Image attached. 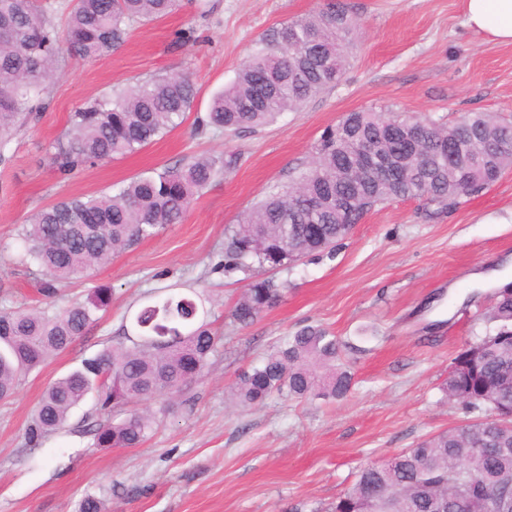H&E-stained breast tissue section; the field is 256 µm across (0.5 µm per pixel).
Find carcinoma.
I'll return each instance as SVG.
<instances>
[{
    "mask_svg": "<svg viewBox=\"0 0 512 512\" xmlns=\"http://www.w3.org/2000/svg\"><path fill=\"white\" fill-rule=\"evenodd\" d=\"M178 0H72L65 31L42 0H0V149L46 97V80L63 57L82 61L112 55L135 23L171 14ZM355 26L349 10L333 2L280 28L273 51H257L235 80L214 95L198 128L227 134L273 123L338 84L345 72L346 37ZM182 76L151 78L95 97L70 113L64 134L52 143L57 170L67 175L87 163L108 162L141 150L178 125L197 97ZM385 109L351 114L348 128L325 130L315 157L287 188L270 192L226 229L224 265L273 269L277 256L297 248L306 256L336 247L350 233L336 212V195L368 197L369 207L427 195L440 211L457 205L471 182H497L512 168V122L471 112L454 124L422 120L429 143L423 186L399 180L365 186L343 177L356 141L369 139L404 167L407 159L394 118ZM233 155L199 156L120 186L113 194L75 197L41 207L23 225L20 261L36 263L48 295L88 274L168 224H179L194 196L236 165ZM285 289L271 277L251 280L230 316L248 327L275 306ZM111 289L97 287L84 301L58 310L0 311V401L49 355L66 350L98 321ZM200 306L170 294L142 307L134 331L58 378L43 393L30 438L64 429L72 412L93 399L79 423L100 450L138 448L157 424L154 413L133 408L201 378L217 336L200 319ZM481 347L471 359L456 356L444 390L466 414L481 417L432 435L387 460L363 468L328 512H481L489 494L512 486V296L502 293L487 312ZM353 374L340 341L327 329L304 326L282 336L262 360L238 374L232 387L242 406L274 394L296 400L346 398Z\"/></svg>",
    "mask_w": 512,
    "mask_h": 512,
    "instance_id": "1",
    "label": "carcinoma"
}]
</instances>
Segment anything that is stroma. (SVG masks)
Here are the masks:
<instances>
[{"mask_svg": "<svg viewBox=\"0 0 512 512\" xmlns=\"http://www.w3.org/2000/svg\"><path fill=\"white\" fill-rule=\"evenodd\" d=\"M340 3L357 18L343 79L270 126L227 136L198 132L197 119L252 53L273 46L283 24L324 10L327 0H180L161 20L134 25L112 56L62 61L38 120L0 150V310L58 307L99 286L112 290L85 336L0 401V512H76L88 494L112 512H326L364 466L465 421L443 384L494 302V289L473 288L471 275L512 264V170L449 212L421 199L377 206L334 252L272 271L288 290L253 325L229 317L252 274L225 269V227L288 187L323 131L347 113L386 108L449 124L471 111L512 119V45L468 29L461 0ZM170 74L199 89L179 127L122 159L67 177L56 171L49 146L70 112ZM220 154L236 155V168L196 195L182 223L72 280L62 297L40 294L36 265L18 263L19 232L41 206ZM167 286L202 303L220 337L204 378L147 402L159 422L141 447L99 450L70 427L29 441L46 387L110 346ZM308 324L346 344L351 393L336 402L276 394L238 406V374Z\"/></svg>", "mask_w": 512, "mask_h": 512, "instance_id": "1", "label": "stroma"}]
</instances>
